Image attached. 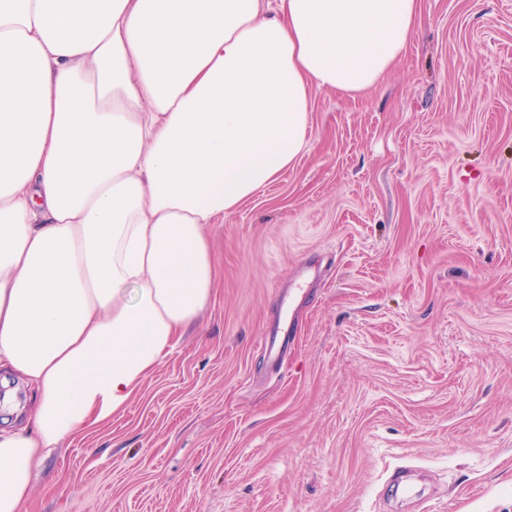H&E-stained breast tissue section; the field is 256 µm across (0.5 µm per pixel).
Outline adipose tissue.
Here are the masks:
<instances>
[{"mask_svg":"<svg viewBox=\"0 0 512 512\" xmlns=\"http://www.w3.org/2000/svg\"><path fill=\"white\" fill-rule=\"evenodd\" d=\"M421 0H0V512L107 423L215 285L207 227L367 92ZM24 401H16V392Z\"/></svg>","mask_w":512,"mask_h":512,"instance_id":"ef3b65f1","label":"adipose tissue"}]
</instances>
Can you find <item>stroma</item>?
Here are the masks:
<instances>
[{
	"mask_svg": "<svg viewBox=\"0 0 512 512\" xmlns=\"http://www.w3.org/2000/svg\"><path fill=\"white\" fill-rule=\"evenodd\" d=\"M208 234L209 304L30 512H512V0H422L393 68L313 88L306 150Z\"/></svg>",
	"mask_w": 512,
	"mask_h": 512,
	"instance_id": "1",
	"label": "stroma"
}]
</instances>
